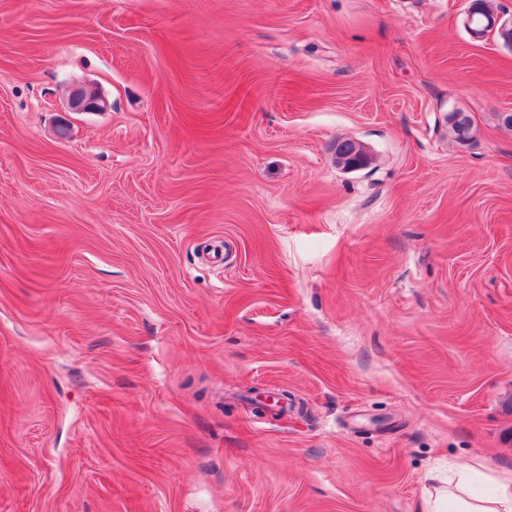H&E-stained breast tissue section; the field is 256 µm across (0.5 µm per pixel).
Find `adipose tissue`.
I'll list each match as a JSON object with an SVG mask.
<instances>
[{
  "instance_id": "1",
  "label": "adipose tissue",
  "mask_w": 512,
  "mask_h": 512,
  "mask_svg": "<svg viewBox=\"0 0 512 512\" xmlns=\"http://www.w3.org/2000/svg\"><path fill=\"white\" fill-rule=\"evenodd\" d=\"M423 482L421 512H512V469L495 476V492L486 498L472 497L463 478L444 477L434 467L426 470Z\"/></svg>"
}]
</instances>
